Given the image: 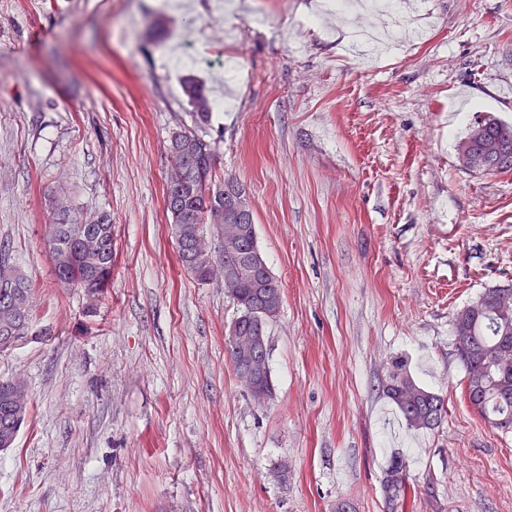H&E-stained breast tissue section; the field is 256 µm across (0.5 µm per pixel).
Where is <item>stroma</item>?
Here are the masks:
<instances>
[{"mask_svg": "<svg viewBox=\"0 0 512 512\" xmlns=\"http://www.w3.org/2000/svg\"><path fill=\"white\" fill-rule=\"evenodd\" d=\"M179 2L0 0V251L36 288L0 352L30 398L0 512H512V433L471 408L453 346L456 313L512 286V172L457 151L484 115L512 122V0H409L397 30L356 2ZM181 130L246 189L282 284L264 401L225 350L223 277L187 275L168 232ZM55 199L112 217L97 303L55 278ZM399 356L444 399L439 428L383 394ZM183 89L189 103L194 110L196 118L200 122H208L211 115L212 103L204 93L203 89L199 86L197 81L193 79H187L184 82ZM469 131L459 146V160L462 166L472 171L484 172L491 168V158L486 153L470 150L468 146L461 147L466 142ZM461 149V150H460Z\"/></svg>", "mask_w": 512, "mask_h": 512, "instance_id": "obj_1", "label": "stroma"}]
</instances>
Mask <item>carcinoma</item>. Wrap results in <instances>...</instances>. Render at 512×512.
<instances>
[{
  "instance_id": "obj_1",
  "label": "carcinoma",
  "mask_w": 512,
  "mask_h": 512,
  "mask_svg": "<svg viewBox=\"0 0 512 512\" xmlns=\"http://www.w3.org/2000/svg\"><path fill=\"white\" fill-rule=\"evenodd\" d=\"M183 89L196 118L201 122L208 121L212 103L197 81L186 80ZM482 122L486 125L485 138L472 142V147L484 150L488 146H497L499 153L496 157L504 155L506 159L494 163L493 171L511 172L512 124L493 115L485 116ZM171 181L180 182V186L165 190L164 206L171 217L169 229L181 233V241L175 242L179 265L196 281L206 282L209 276L205 265L209 263V257L203 251L205 239L215 236L224 246V258L231 260L234 257L237 225L224 223V183L228 179L217 176L215 155L210 146L195 134L180 131L170 140L166 182ZM85 227L94 228L95 235L107 243V250L76 249V239ZM113 240L109 216H90L83 222H71L63 211L55 210L52 222L48 224L47 246L57 278L70 286L84 283L93 296L103 294L112 278ZM12 272L6 259H1L0 280H5L16 299L28 308L29 323L16 324L11 313L0 304V331L11 326L18 335L26 336L35 317L36 288L22 274L8 278ZM225 289L240 314L260 302L252 288L251 275L247 273L231 277ZM503 294L512 295V288H487L479 299L458 311L454 318L453 344L465 369V395L469 404L491 427L509 433L512 431V364L501 361L499 354L512 349V305L503 307L498 303ZM233 325L237 326L236 332L228 334L225 348L235 368L242 357L243 338L250 332L236 321ZM3 381L1 377L0 423L12 421L16 415L14 393L1 385ZM384 393L412 429L433 430L446 415L444 400L421 386L402 359L392 361ZM252 394L258 398H271L270 369H265L258 378ZM402 471L403 463L395 461L387 472L386 489L394 499L405 497Z\"/></svg>"
}]
</instances>
